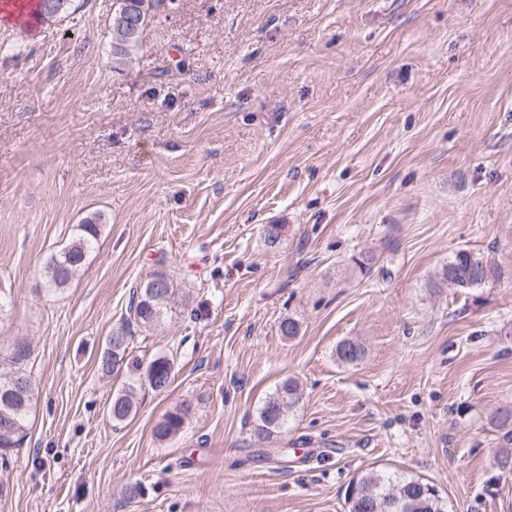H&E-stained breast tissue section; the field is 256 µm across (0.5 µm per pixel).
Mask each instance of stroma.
<instances>
[{
    "label": "stroma",
    "mask_w": 512,
    "mask_h": 512,
    "mask_svg": "<svg viewBox=\"0 0 512 512\" xmlns=\"http://www.w3.org/2000/svg\"><path fill=\"white\" fill-rule=\"evenodd\" d=\"M115 5L0 23V358L25 350L36 393L0 512H345L371 468L512 512V0H176L120 72ZM461 249L501 278L448 286ZM157 269L190 293L132 355L169 356L173 381L117 425L98 357ZM286 378L302 398L258 440ZM101 215L92 214L82 224H77L76 234L46 265L48 288H65L85 263L87 253L100 234ZM185 415L186 411L182 408H176L163 415L153 428L154 439L159 443H163L176 435L184 425Z\"/></svg>",
    "instance_id": "1"
}]
</instances>
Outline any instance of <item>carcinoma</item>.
Here are the masks:
<instances>
[{"label": "carcinoma", "mask_w": 512, "mask_h": 512, "mask_svg": "<svg viewBox=\"0 0 512 512\" xmlns=\"http://www.w3.org/2000/svg\"><path fill=\"white\" fill-rule=\"evenodd\" d=\"M36 17L40 23H52L66 17L75 0H36ZM166 0H120L119 11L134 16L141 28H146L154 13L165 6ZM112 64L114 68L129 63L132 49L140 37L132 36L127 27L112 21ZM101 215L93 214L77 225L70 243L51 257L46 265L47 286L54 289L66 287L85 263L87 253L100 234ZM500 268L481 253L460 249L448 259L440 272V278L462 289L479 288L490 280L501 278ZM176 288L172 279L163 271H153L140 278L130 293L126 308L127 316L122 324L113 329L105 340L99 364L102 371L119 375L144 371L151 389L167 390L172 382V366L164 356L152 358L148 364L130 357L132 326L154 328L173 312ZM337 358L353 363L362 356L361 346L344 341L336 348ZM25 351L17 350L11 357L12 368L0 370V466L10 464L11 451L22 446L25 438V422L33 399L30 376L22 368ZM136 380L128 378L112 397L109 413L112 421L122 423L135 413L133 396ZM301 399L298 383L284 380L267 397L259 411L257 435L269 438L281 432L288 413ZM186 411L176 408L167 412L155 424L153 437L163 443L176 435L183 427ZM346 494L347 512H448V503L430 481L420 477L405 476L397 472L370 469L356 476Z\"/></svg>", "instance_id": "obj_1"}]
</instances>
